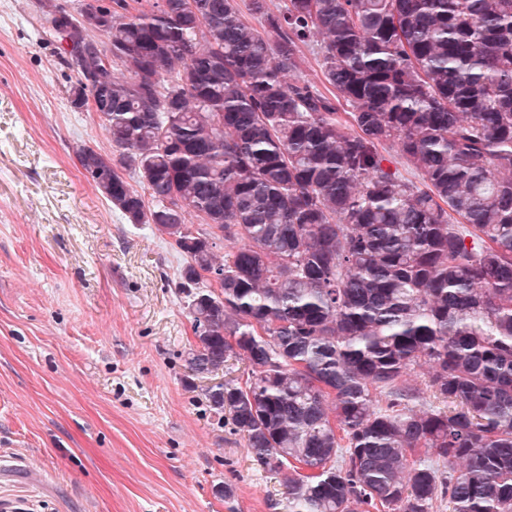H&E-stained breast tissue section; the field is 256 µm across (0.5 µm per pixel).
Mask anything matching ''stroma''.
Listing matches in <instances>:
<instances>
[{"mask_svg":"<svg viewBox=\"0 0 512 512\" xmlns=\"http://www.w3.org/2000/svg\"><path fill=\"white\" fill-rule=\"evenodd\" d=\"M49 28L0 0V512H288L184 366L183 256L82 173L109 143Z\"/></svg>","mask_w":512,"mask_h":512,"instance_id":"35a3bbf8","label":"stroma"}]
</instances>
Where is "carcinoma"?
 <instances>
[{"instance_id": "cac0c4a2", "label": "carcinoma", "mask_w": 512, "mask_h": 512, "mask_svg": "<svg viewBox=\"0 0 512 512\" xmlns=\"http://www.w3.org/2000/svg\"><path fill=\"white\" fill-rule=\"evenodd\" d=\"M113 2L78 162L185 257L186 367L248 362L204 395L288 512H512V0Z\"/></svg>"}]
</instances>
